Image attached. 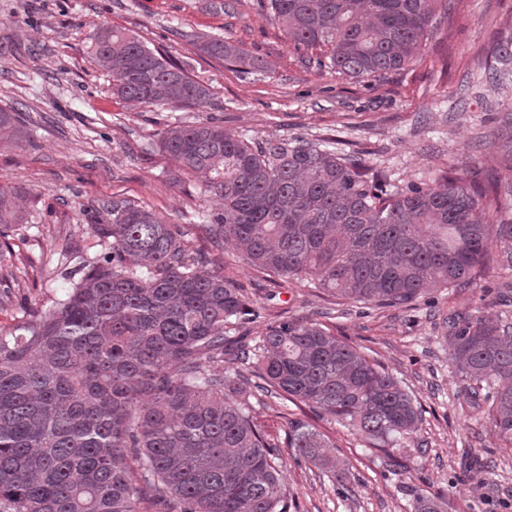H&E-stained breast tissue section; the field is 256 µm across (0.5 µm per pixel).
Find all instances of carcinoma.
I'll list each match as a JSON object with an SVG mask.
<instances>
[{
  "label": "carcinoma",
  "mask_w": 512,
  "mask_h": 512,
  "mask_svg": "<svg viewBox=\"0 0 512 512\" xmlns=\"http://www.w3.org/2000/svg\"><path fill=\"white\" fill-rule=\"evenodd\" d=\"M449 0H268L296 47L352 78L379 79L420 54ZM196 55L259 73L260 61L220 37ZM88 53L112 74V95L145 106L208 104L210 87L126 30L102 27ZM495 80L512 51H497ZM24 123L0 108V141ZM159 146L207 176L222 201L203 223L169 224L127 200L100 206L98 250L61 271L70 287L45 313L0 329V512H290L278 455L253 419L268 398L302 403L317 419L386 452L417 439L422 407L390 372L321 323L282 320L248 336L259 317L224 277V243L262 271L304 277L363 305L405 306L431 290L468 285L497 224V186L448 173L392 185L380 170L306 139L258 140L218 121L175 125ZM20 220L0 189V224ZM199 228L214 253L190 248ZM455 372L512 444V324L486 316L444 321ZM286 445L329 481L347 464L324 452L315 425L295 413ZM147 510H142V505Z\"/></svg>",
  "instance_id": "1"
}]
</instances>
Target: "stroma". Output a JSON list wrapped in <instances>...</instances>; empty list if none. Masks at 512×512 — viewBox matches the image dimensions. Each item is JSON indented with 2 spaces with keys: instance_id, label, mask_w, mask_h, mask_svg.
<instances>
[{
  "instance_id": "obj_1",
  "label": "stroma",
  "mask_w": 512,
  "mask_h": 512,
  "mask_svg": "<svg viewBox=\"0 0 512 512\" xmlns=\"http://www.w3.org/2000/svg\"><path fill=\"white\" fill-rule=\"evenodd\" d=\"M134 32L148 47L187 62L208 84V104L192 110L143 107L117 99L112 77L89 57L97 28ZM220 36L260 59L245 74L197 56L198 36ZM512 42V0H452L419 57L383 80H354L317 66L269 18L262 0H0V107L21 112L26 134L0 144V189H19L24 220L1 228L10 252L0 255V328L22 309H51L67 284L66 246L92 240L100 206L127 199L171 224H194L218 208L202 176L183 173L164 155L161 133L175 123L220 120L259 139L336 140L385 169L390 183L429 180L453 168L464 182H493L500 146L512 139V86L489 79L498 45ZM491 241L488 261L465 288L429 291L412 306L360 305L267 275L240 251L224 247V275L264 312L250 333L284 318L326 324L378 360L412 391L425 413L423 448H397L401 469L340 425L322 424L331 456L350 470L339 495L316 467L282 449L283 484L299 512H411L416 496L437 498L444 512H512V446L479 418L469 386L454 372L442 318L485 315L512 323V272Z\"/></svg>"
}]
</instances>
